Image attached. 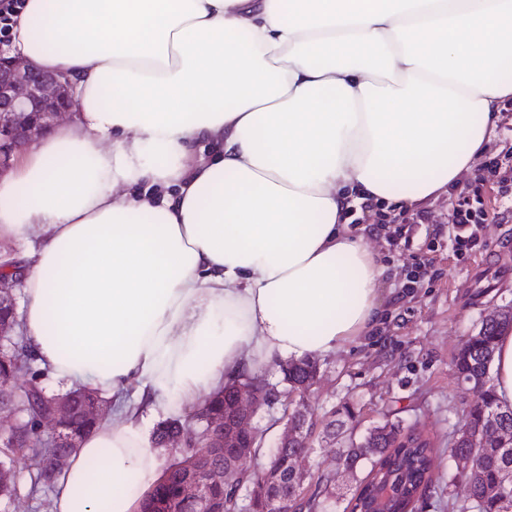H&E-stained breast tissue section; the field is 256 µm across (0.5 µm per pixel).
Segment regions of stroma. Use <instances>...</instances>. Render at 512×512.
<instances>
[{
  "label": "stroma",
  "mask_w": 512,
  "mask_h": 512,
  "mask_svg": "<svg viewBox=\"0 0 512 512\" xmlns=\"http://www.w3.org/2000/svg\"><path fill=\"white\" fill-rule=\"evenodd\" d=\"M454 201L446 192L423 206L427 223L414 225L409 245L397 247L376 228L373 213L352 209L351 219L364 226L365 241L384 266L381 316L369 333L318 358L320 382L308 398L314 424L309 463L336 455L338 445L326 439L325 429L348 402L360 435L387 418L418 424L434 445L435 475H447L449 442L467 398L453 357L491 306L512 304V255L497 251V238L512 230V219L482 225V247L462 259L448 233ZM262 372L282 393L253 420L272 448L292 404L277 362Z\"/></svg>",
  "instance_id": "1"
}]
</instances>
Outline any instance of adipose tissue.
Masks as SVG:
<instances>
[{"instance_id":"ef3b65f1","label":"adipose tissue","mask_w":512,"mask_h":512,"mask_svg":"<svg viewBox=\"0 0 512 512\" xmlns=\"http://www.w3.org/2000/svg\"><path fill=\"white\" fill-rule=\"evenodd\" d=\"M8 52L75 99L0 178V232L35 243L21 331L112 398L51 512H137L150 416L376 324L349 191L459 188L512 97V0H25Z\"/></svg>"}]
</instances>
